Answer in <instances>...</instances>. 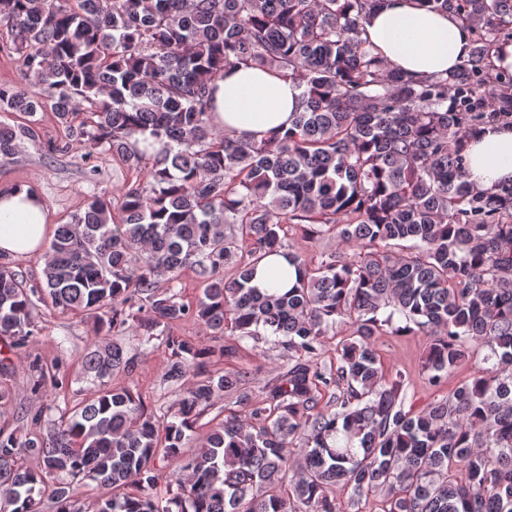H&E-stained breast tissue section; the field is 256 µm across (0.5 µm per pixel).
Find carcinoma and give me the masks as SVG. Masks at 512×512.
<instances>
[{
	"mask_svg": "<svg viewBox=\"0 0 512 512\" xmlns=\"http://www.w3.org/2000/svg\"><path fill=\"white\" fill-rule=\"evenodd\" d=\"M383 0H0V26L17 54V84H0V159L39 139L35 116L54 112L66 142L44 155L100 151L138 174L120 204L90 197L56 226L44 281L27 287L0 253V336H33L35 302L95 313L98 338L80 359L100 384L23 436L0 426V504L40 512H338L333 489L384 494L385 512H512V185L480 191L462 150L487 98L512 116V75L492 51L512 38V0H419L471 29L467 59L411 79L364 38ZM276 69L300 90L292 127L256 141L210 121L209 82L226 69ZM154 142L139 147V137ZM160 149H154V144ZM360 245L311 266L288 250L287 226ZM283 255L296 283L283 294L251 286L260 262ZM190 269L202 296L175 291ZM392 308L381 320L378 313ZM399 315L400 333L429 337L423 371L439 386L484 350L485 366L419 410H404V378H383L371 338ZM165 337L164 380L180 390L158 417L128 387L105 382L133 358L109 338L128 322ZM212 336H273L288 369L263 404L215 415L249 372L206 369L235 344L199 346L171 328ZM353 328L336 371L319 366L336 322ZM33 388L63 387L60 364L34 365ZM195 380L186 389L188 374ZM340 390L335 409L322 390ZM101 494L88 507L75 486ZM165 483L168 498L154 494Z\"/></svg>",
	"mask_w": 512,
	"mask_h": 512,
	"instance_id": "carcinoma-1",
	"label": "carcinoma"
}]
</instances>
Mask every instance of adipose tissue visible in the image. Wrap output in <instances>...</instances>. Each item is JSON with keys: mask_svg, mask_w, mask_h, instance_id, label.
<instances>
[{"mask_svg": "<svg viewBox=\"0 0 512 512\" xmlns=\"http://www.w3.org/2000/svg\"><path fill=\"white\" fill-rule=\"evenodd\" d=\"M371 51L408 77L452 70L466 59L472 33L452 16L422 7L419 0H386L364 22ZM218 130L262 140L290 127L299 109V91L276 70L240 67L213 82ZM469 184L489 190L512 183V128L488 125L463 148ZM53 226L43 197L31 184L0 185V253L28 257L43 253Z\"/></svg>", "mask_w": 512, "mask_h": 512, "instance_id": "adipose-tissue-1", "label": "adipose tissue"}]
</instances>
